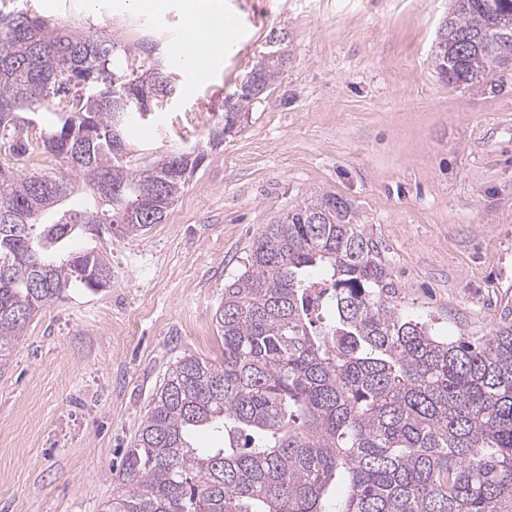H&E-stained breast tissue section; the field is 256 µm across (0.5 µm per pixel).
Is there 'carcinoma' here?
<instances>
[{
    "instance_id": "carcinoma-1",
    "label": "carcinoma",
    "mask_w": 512,
    "mask_h": 512,
    "mask_svg": "<svg viewBox=\"0 0 512 512\" xmlns=\"http://www.w3.org/2000/svg\"><path fill=\"white\" fill-rule=\"evenodd\" d=\"M505 14L512 0H453L435 69L463 86L497 73L512 55V29L491 31ZM158 50L0 14V362L50 301L111 282L106 253L72 243L161 223L280 70L279 51L263 53L205 144L149 160L128 127L175 92ZM35 149L64 170L25 172ZM243 265L215 312L221 359L171 364L104 512H512V309L486 336L433 335L402 315L331 193L271 217ZM199 430L224 447H194ZM341 476L347 494L329 504Z\"/></svg>"
}]
</instances>
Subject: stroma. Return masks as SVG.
Wrapping results in <instances>:
<instances>
[{
	"label": "stroma",
	"mask_w": 512,
	"mask_h": 512,
	"mask_svg": "<svg viewBox=\"0 0 512 512\" xmlns=\"http://www.w3.org/2000/svg\"><path fill=\"white\" fill-rule=\"evenodd\" d=\"M227 53L177 90L130 141L205 140L271 31L288 38L268 97L209 151L165 221L141 236H87L112 282L47 304L0 368V512H101L152 394L185 352L220 358L214 313L253 238L315 194L352 206L409 318L441 338L484 336L512 298V70L448 83L432 50L449 0H222ZM59 26L134 41L180 31L178 10L129 0H0Z\"/></svg>",
	"instance_id": "35a3bbf8"
}]
</instances>
